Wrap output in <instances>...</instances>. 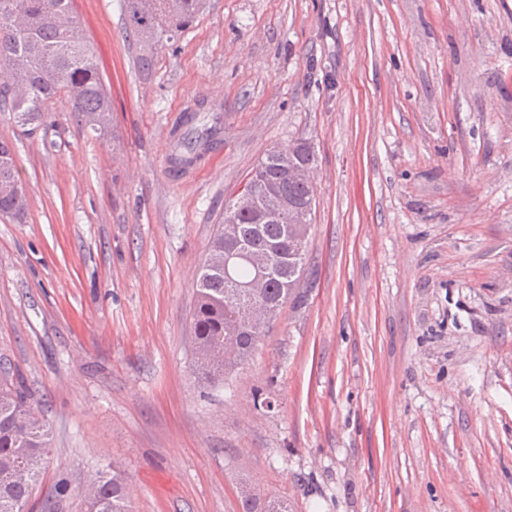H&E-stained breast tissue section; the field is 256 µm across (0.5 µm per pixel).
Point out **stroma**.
<instances>
[{"instance_id": "obj_1", "label": "stroma", "mask_w": 512, "mask_h": 512, "mask_svg": "<svg viewBox=\"0 0 512 512\" xmlns=\"http://www.w3.org/2000/svg\"><path fill=\"white\" fill-rule=\"evenodd\" d=\"M73 7L110 135L0 112L28 196L0 218V364L52 443L34 512H84L114 470L131 512H241L246 482L291 512H512V0H204L152 48L124 0ZM300 139L297 296L206 381L195 271L225 199ZM199 136H193L188 132L176 141L175 153L172 162L176 168H185L193 165L200 157L198 140Z\"/></svg>"}]
</instances>
